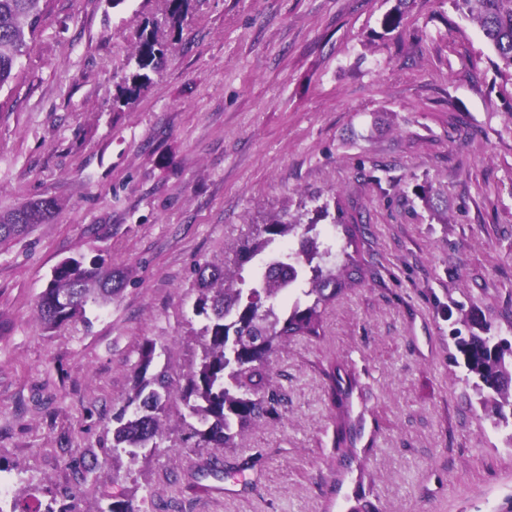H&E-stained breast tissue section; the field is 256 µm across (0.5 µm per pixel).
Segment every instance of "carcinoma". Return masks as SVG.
<instances>
[{
    "instance_id": "obj_1",
    "label": "carcinoma",
    "mask_w": 512,
    "mask_h": 512,
    "mask_svg": "<svg viewBox=\"0 0 512 512\" xmlns=\"http://www.w3.org/2000/svg\"><path fill=\"white\" fill-rule=\"evenodd\" d=\"M41 0H0V88L13 78L17 59L37 31ZM409 0L397 4L385 15L384 28L400 27ZM460 15L483 32L499 63L504 78H512V0H452ZM165 49L154 33L141 36L132 59L136 73L125 83L124 103L140 91L148 78L163 64ZM58 209L53 199H39L0 214V238L20 235L35 224L48 222ZM330 215L325 202L297 215H274L256 225L235 251L233 267L206 263L196 271L198 297L194 311L207 320L199 335L198 362L185 377L184 386L174 390L166 371L146 377L156 344L147 339L141 350L137 386L130 404L115 414L112 453L134 463V448H146L162 435V417L167 405L179 399L186 410L181 415L189 437L205 447L233 448L236 439L253 426L278 415L283 400L270 374L272 356L288 341L319 338L323 332L322 309L346 288L360 284L365 276L361 263L329 264L331 247L317 232L319 221ZM298 239V248L284 254L272 250L283 238ZM260 258L266 269L263 278L250 288L243 287L244 265ZM73 268L55 269L38 305L42 321L56 326L84 316L90 300L112 299L122 284L121 274L98 258L87 264L72 260ZM455 346L464 367L481 381L487 391L484 402L492 404L496 416L512 412V342L453 332ZM331 398L336 407L335 448L347 457L360 434L351 416L350 397L358 385L355 374L337 366L330 375Z\"/></svg>"
}]
</instances>
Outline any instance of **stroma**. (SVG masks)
Returning <instances> with one entry per match:
<instances>
[{"label": "stroma", "instance_id": "obj_1", "mask_svg": "<svg viewBox=\"0 0 512 512\" xmlns=\"http://www.w3.org/2000/svg\"><path fill=\"white\" fill-rule=\"evenodd\" d=\"M42 0L14 79L0 87V212L53 198L54 218L0 241V512H506L512 421L484 415L454 363L477 314L512 336V97L496 57L450 0ZM166 57L115 99L144 26ZM432 187L431 203L415 195ZM329 202L363 220L365 284L324 334L272 359L278 421L234 448L185 437L172 401L154 452L112 457L144 339L180 386L195 363L199 264L251 225ZM124 276L84 320L50 329L37 307L64 259ZM356 374L363 417L337 469L330 363Z\"/></svg>", "mask_w": 512, "mask_h": 512}]
</instances>
